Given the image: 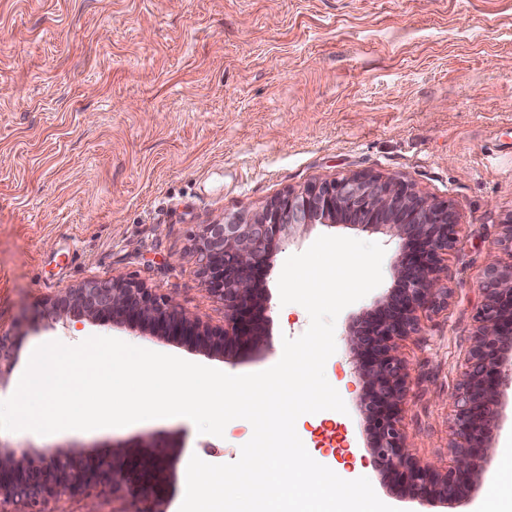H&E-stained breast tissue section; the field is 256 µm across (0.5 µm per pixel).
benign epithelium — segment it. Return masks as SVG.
I'll return each mask as SVG.
<instances>
[{"label":"benign epithelium","mask_w":512,"mask_h":512,"mask_svg":"<svg viewBox=\"0 0 512 512\" xmlns=\"http://www.w3.org/2000/svg\"><path fill=\"white\" fill-rule=\"evenodd\" d=\"M340 224L384 231L399 241L394 288L374 310L348 326L354 372L363 381L361 406L370 433L374 465L394 494L422 506L467 496L499 422L502 382L512 369V265L492 255L480 284L477 330L471 337L462 383L450 395L454 441L448 468L420 462L404 429L412 379L400 341L416 335L422 317L448 305L444 262L458 242L451 203L421 194L406 180L369 172L337 176L288 190L252 215H224L206 224L189 253L208 292L224 306V326L215 327L180 303L132 278L90 281L61 289L47 309L51 322L89 320L119 324L139 335L184 342L213 353L251 352L267 344L270 322L264 280L273 255L301 228ZM15 336H0V376L12 364ZM141 452L126 443L101 455L73 448H20L0 444V505L46 512L49 501L76 492L97 512L94 494L124 486L139 512H160L171 464L166 443Z\"/></svg>","instance_id":"7a95c632"}]
</instances>
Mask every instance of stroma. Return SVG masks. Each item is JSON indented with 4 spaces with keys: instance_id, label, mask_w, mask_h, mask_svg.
<instances>
[{
    "instance_id": "1",
    "label": "stroma",
    "mask_w": 512,
    "mask_h": 512,
    "mask_svg": "<svg viewBox=\"0 0 512 512\" xmlns=\"http://www.w3.org/2000/svg\"><path fill=\"white\" fill-rule=\"evenodd\" d=\"M410 181L454 203L459 243L448 255V305L400 343L415 381L405 419L412 452L447 468L448 394L465 369L489 255L512 216V0H0V331L17 334L0 400L39 345L92 336L137 342L232 375L276 364L283 337L309 326L282 307L286 259L319 236L381 244V284L345 308L325 375L347 410L305 414V448L350 478L367 477L398 512H512V374L500 427L465 498L427 508L392 493L370 455L349 322L394 286L398 244L382 232L318 224L276 254L265 281L269 344L221 356L122 327L53 326L60 289L122 275L213 323L224 308L186 254L203 225L261 209L281 193L342 174ZM243 419L223 436L186 418L109 431H0V444L175 445L163 512H179L191 456L239 459Z\"/></svg>"
}]
</instances>
